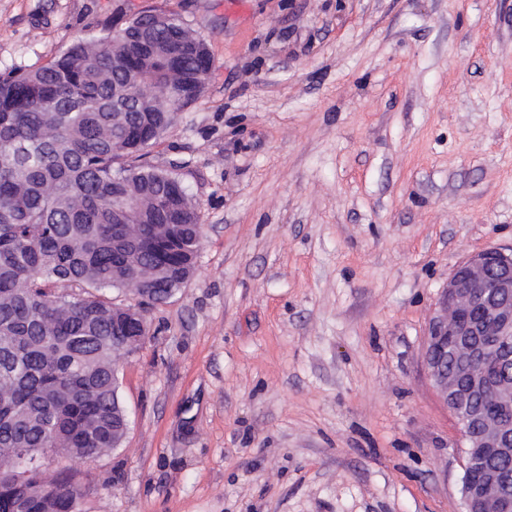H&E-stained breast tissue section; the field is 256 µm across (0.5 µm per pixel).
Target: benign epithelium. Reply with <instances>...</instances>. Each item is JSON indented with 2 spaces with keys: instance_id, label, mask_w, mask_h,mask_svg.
I'll list each match as a JSON object with an SVG mask.
<instances>
[{
  "instance_id": "7a95c632",
  "label": "benign epithelium",
  "mask_w": 512,
  "mask_h": 512,
  "mask_svg": "<svg viewBox=\"0 0 512 512\" xmlns=\"http://www.w3.org/2000/svg\"><path fill=\"white\" fill-rule=\"evenodd\" d=\"M155 24L171 13L149 6L112 19L121 30L144 14ZM141 298L129 313L139 321L138 343L149 330ZM424 364L437 394L456 419L464 476L461 512H512V492L499 471L474 474L478 457L512 456V252L489 247L468 256L448 277L426 332Z\"/></svg>"
}]
</instances>
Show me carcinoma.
Wrapping results in <instances>:
<instances>
[{"mask_svg":"<svg viewBox=\"0 0 512 512\" xmlns=\"http://www.w3.org/2000/svg\"><path fill=\"white\" fill-rule=\"evenodd\" d=\"M201 44L146 19L0 75V512H16V481L49 491L53 512H81L73 465L122 441L112 362L137 350L139 328L112 291L130 290L137 265L163 302L193 273L197 204L180 166L149 164L142 144L176 123L169 85L195 98ZM44 455L71 466L32 463Z\"/></svg>","mask_w":512,"mask_h":512,"instance_id":"1","label":"carcinoma"}]
</instances>
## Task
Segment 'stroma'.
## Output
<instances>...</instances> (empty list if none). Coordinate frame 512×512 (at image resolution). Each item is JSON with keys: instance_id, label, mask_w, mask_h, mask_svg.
<instances>
[{"instance_id": "stroma-1", "label": "stroma", "mask_w": 512, "mask_h": 512, "mask_svg": "<svg viewBox=\"0 0 512 512\" xmlns=\"http://www.w3.org/2000/svg\"><path fill=\"white\" fill-rule=\"evenodd\" d=\"M146 6L211 52L147 156L204 237L82 512H461L425 334L465 257L512 248V0H0V71Z\"/></svg>"}]
</instances>
